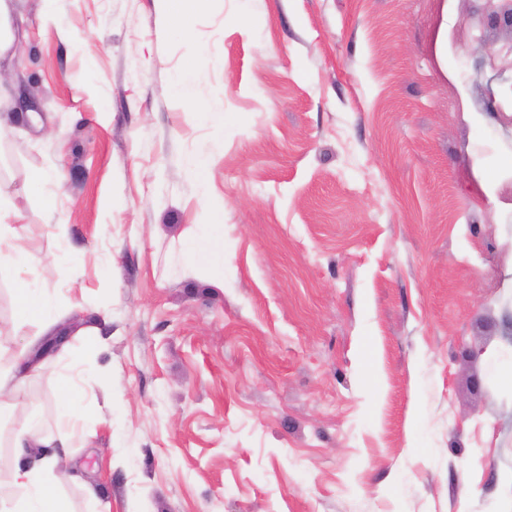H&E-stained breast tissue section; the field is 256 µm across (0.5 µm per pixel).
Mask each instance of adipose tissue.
Instances as JSON below:
<instances>
[{"mask_svg":"<svg viewBox=\"0 0 512 512\" xmlns=\"http://www.w3.org/2000/svg\"><path fill=\"white\" fill-rule=\"evenodd\" d=\"M21 214L15 210L4 188L0 187V272L12 275L18 318L25 323L51 325L54 305L48 293L26 278L30 253L20 231ZM32 369L31 352L20 350L0 354V417L10 414L13 400L27 372ZM49 438L42 436L30 424L15 429L11 447L21 453L42 449V456L31 464L16 466L10 476L11 492L0 498V512H70L68 501L57 488L64 476L56 469V455L50 454Z\"/></svg>","mask_w":512,"mask_h":512,"instance_id":"adipose-tissue-1","label":"adipose tissue"}]
</instances>
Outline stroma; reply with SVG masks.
Returning <instances> with one entry per match:
<instances>
[{
    "instance_id": "obj_1",
    "label": "stroma",
    "mask_w": 512,
    "mask_h": 512,
    "mask_svg": "<svg viewBox=\"0 0 512 512\" xmlns=\"http://www.w3.org/2000/svg\"><path fill=\"white\" fill-rule=\"evenodd\" d=\"M486 3L14 0L0 182L72 334L0 420V473L13 429L57 434L65 373L74 512H512V181L478 187L512 153V31ZM205 233L223 264L187 254ZM38 334L1 275L0 350ZM61 394L66 401V409L63 420L66 426V433L74 435V427L85 417V411L81 406L79 390L72 377L62 376Z\"/></svg>"
}]
</instances>
